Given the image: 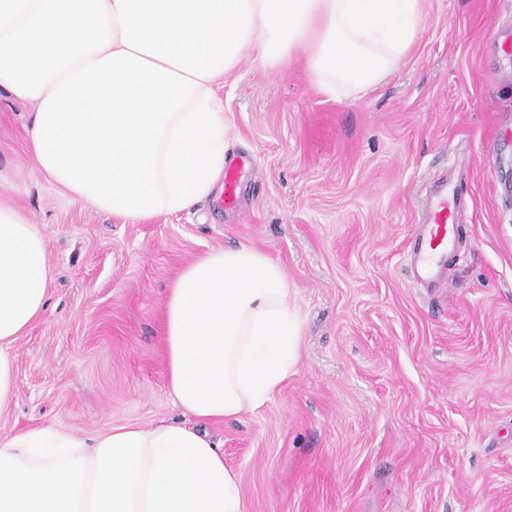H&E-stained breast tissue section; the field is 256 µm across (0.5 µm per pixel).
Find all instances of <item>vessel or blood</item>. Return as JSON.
<instances>
[{
	"label": "vessel or blood",
	"mask_w": 512,
	"mask_h": 512,
	"mask_svg": "<svg viewBox=\"0 0 512 512\" xmlns=\"http://www.w3.org/2000/svg\"><path fill=\"white\" fill-rule=\"evenodd\" d=\"M238 168H224L225 209L238 206ZM461 207L456 189L450 188L447 179L436 181L423 206L420 224H417L409 254V265L416 281L430 287L438 286L448 269V254L457 243L459 226L457 212Z\"/></svg>",
	"instance_id": "b4317fda"
}]
</instances>
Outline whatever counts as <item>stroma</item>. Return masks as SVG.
<instances>
[{
  "mask_svg": "<svg viewBox=\"0 0 512 512\" xmlns=\"http://www.w3.org/2000/svg\"><path fill=\"white\" fill-rule=\"evenodd\" d=\"M419 29L393 73L334 99L303 64L243 61L219 92L246 161L234 211L128 224L71 203L32 169L31 106L0 107V197L29 212L53 273L0 432L181 419L168 290L244 243L283 267L302 325L281 388L209 427L245 512H512V0H425ZM443 173L463 240L426 288L406 253Z\"/></svg>",
  "mask_w": 512,
  "mask_h": 512,
  "instance_id": "35a3bbf8",
  "label": "stroma"
}]
</instances>
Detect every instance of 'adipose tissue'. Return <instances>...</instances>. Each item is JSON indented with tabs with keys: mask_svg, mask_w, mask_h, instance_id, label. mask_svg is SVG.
Listing matches in <instances>:
<instances>
[{
	"mask_svg": "<svg viewBox=\"0 0 512 512\" xmlns=\"http://www.w3.org/2000/svg\"><path fill=\"white\" fill-rule=\"evenodd\" d=\"M424 0H0V100L35 108V172L71 202L142 224L205 203L233 145L218 95L246 58L304 59L334 98L380 83L416 43ZM52 268L28 214L0 199V413L13 344L47 309ZM294 288L239 244L171 286L168 388L193 424L91 436L0 433V512H245L209 424L256 409L294 373Z\"/></svg>",
	"mask_w": 512,
	"mask_h": 512,
	"instance_id": "obj_1",
	"label": "adipose tissue"
}]
</instances>
